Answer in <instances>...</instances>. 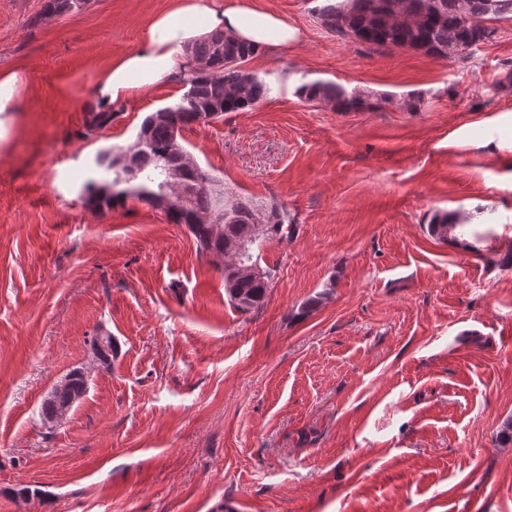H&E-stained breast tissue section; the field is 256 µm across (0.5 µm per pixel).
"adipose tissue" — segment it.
<instances>
[{
	"instance_id": "ef3b65f1",
	"label": "adipose tissue",
	"mask_w": 512,
	"mask_h": 512,
	"mask_svg": "<svg viewBox=\"0 0 512 512\" xmlns=\"http://www.w3.org/2000/svg\"><path fill=\"white\" fill-rule=\"evenodd\" d=\"M221 30L236 38L274 51L295 41L296 32L279 16L233 5L216 10L210 0H176L174 7L156 16L140 44L113 61L97 86L100 109L129 99L168 76L175 61L194 38Z\"/></svg>"
}]
</instances>
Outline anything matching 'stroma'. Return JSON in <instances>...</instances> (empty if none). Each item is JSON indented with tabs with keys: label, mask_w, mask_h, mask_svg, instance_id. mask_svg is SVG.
Wrapping results in <instances>:
<instances>
[{
	"label": "stroma",
	"mask_w": 512,
	"mask_h": 512,
	"mask_svg": "<svg viewBox=\"0 0 512 512\" xmlns=\"http://www.w3.org/2000/svg\"><path fill=\"white\" fill-rule=\"evenodd\" d=\"M43 2L0 0V66L28 76L0 139V512H512V18L442 60L337 37L313 0H246L299 39L247 62L269 88L255 108L181 132L293 220L243 314L185 225L84 191L100 150L184 92L165 77L86 131L100 73L175 0ZM313 80L371 106L305 102ZM446 213L495 236L431 235ZM101 327L118 349L93 371ZM76 368L86 395L45 428ZM84 386V379L76 377L68 379L66 382L62 381L53 390L46 400L43 401L40 408V418L43 424L54 427L63 423L68 414L58 423L59 420H50L56 418L59 413L65 409H69L74 398L78 395L79 391Z\"/></svg>",
	"instance_id": "obj_1"
}]
</instances>
